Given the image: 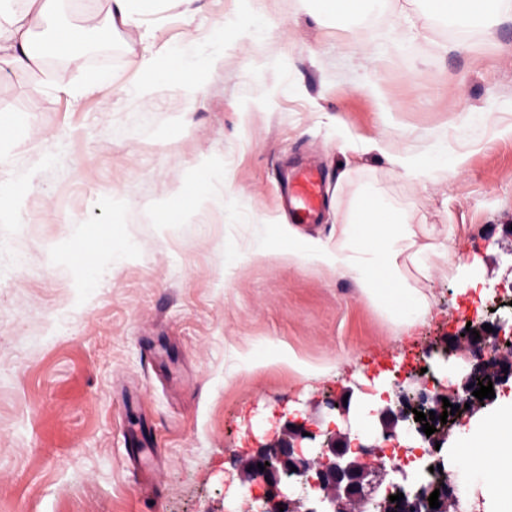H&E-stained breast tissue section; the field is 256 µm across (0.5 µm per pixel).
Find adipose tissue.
<instances>
[{
  "instance_id": "adipose-tissue-1",
  "label": "adipose tissue",
  "mask_w": 512,
  "mask_h": 512,
  "mask_svg": "<svg viewBox=\"0 0 512 512\" xmlns=\"http://www.w3.org/2000/svg\"><path fill=\"white\" fill-rule=\"evenodd\" d=\"M60 0H29L25 11H17L13 0H0V75L30 70L43 51L78 61L79 53L71 39L54 35L49 45L41 40L48 32ZM432 15L446 18H474L488 23L512 7V0H428ZM137 86L140 97H147L158 83L182 91L190 97L201 94V81L186 79L157 54L144 56L139 64ZM409 214L385 202L378 191L362 192L341 217L336 227V245H296L287 259L309 265L328 266L351 276L369 298L393 317L399 326L410 327L415 316L424 314L426 305L413 288L399 285L398 259L413 247L408 228ZM461 436L486 461L480 479L484 512H512V474L504 473L499 460L512 458V402L501 412L463 428Z\"/></svg>"
}]
</instances>
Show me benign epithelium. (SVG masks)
I'll return each instance as SVG.
<instances>
[{"mask_svg": "<svg viewBox=\"0 0 512 512\" xmlns=\"http://www.w3.org/2000/svg\"><path fill=\"white\" fill-rule=\"evenodd\" d=\"M493 331L487 332L482 325L474 330L479 332L480 338L474 339L471 332H464L462 339L467 343L473 356L469 370L465 373L461 386L454 387L444 393L431 395L424 390L415 394L398 395L395 408L387 407L381 413V424L384 432L391 433L398 423L407 422L422 431V423L415 420L414 411L429 414L431 405L447 398L453 405L459 406V411L447 417V423L435 419L432 425L449 430L459 418L467 412L463 403L475 407L479 402H490L485 398L478 400L472 392L478 388L473 380L482 375L490 376L493 386H498L512 379V346L507 342L512 340V324L508 319L498 318L490 323ZM494 338L497 345L488 344L489 338ZM508 372H503V368ZM288 429V436L280 437L275 442L258 447L248 460V469L251 477L260 479L267 487V495L257 512H279V508L288 507V512H300L298 501L290 496L288 473L291 468H297L295 474L304 476L309 471H315L314 486L325 491L318 505L305 510V512H351V506L358 503L375 501V492L382 482L386 469L381 463H370L368 459L374 455L375 446H363L362 453L356 457L348 455L349 448L340 446L336 439H328L318 449L316 459L308 457V451L302 446L304 428L294 421L284 424ZM265 466L261 470L258 465ZM439 490V502L447 503L448 488L442 484L431 486L427 493L416 491L413 494H404L402 508H409L413 512H434L430 508L428 498L434 490Z\"/></svg>", "mask_w": 512, "mask_h": 512, "instance_id": "benign-epithelium-1", "label": "benign epithelium"}]
</instances>
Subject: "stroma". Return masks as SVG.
Here are the masks:
<instances>
[{"mask_svg":"<svg viewBox=\"0 0 512 512\" xmlns=\"http://www.w3.org/2000/svg\"><path fill=\"white\" fill-rule=\"evenodd\" d=\"M64 2L75 31L101 19L110 54L0 77V512H256L246 464L285 421L343 437L363 380L436 391L428 351L512 304V10L456 37L424 0L340 16L259 0L241 37L245 0H161L132 23ZM150 48L202 72L203 94L161 83L142 103ZM380 140L442 144L448 165L402 177ZM296 157L325 174L315 224L279 205ZM369 186L429 255L426 272L398 259L429 304L407 331L351 277L259 254L334 245ZM452 256L477 287L449 278Z\"/></svg>","mask_w":512,"mask_h":512,"instance_id":"35a3bbf8","label":"stroma"}]
</instances>
